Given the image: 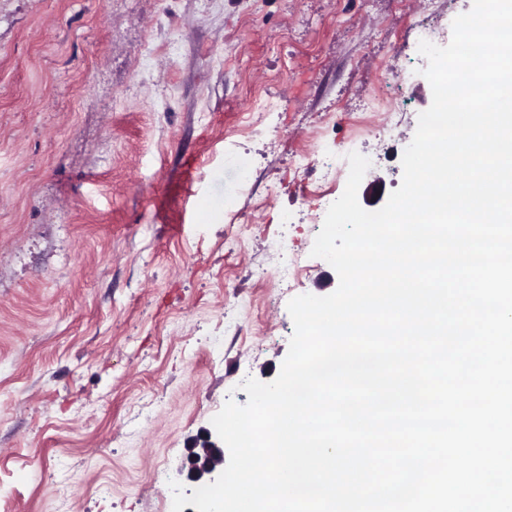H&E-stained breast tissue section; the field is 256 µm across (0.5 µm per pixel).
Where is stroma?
Segmentation results:
<instances>
[{"label":"stroma","instance_id":"obj_1","mask_svg":"<svg viewBox=\"0 0 512 512\" xmlns=\"http://www.w3.org/2000/svg\"><path fill=\"white\" fill-rule=\"evenodd\" d=\"M472 3L0 7V512H172L173 480L192 495L188 450L246 378L278 376L290 299L338 286L311 254L321 161L338 197L347 155L367 157L358 200L384 206L432 102L418 27L447 45ZM385 93L395 111H371ZM259 96L276 103L260 118Z\"/></svg>","mask_w":512,"mask_h":512}]
</instances>
